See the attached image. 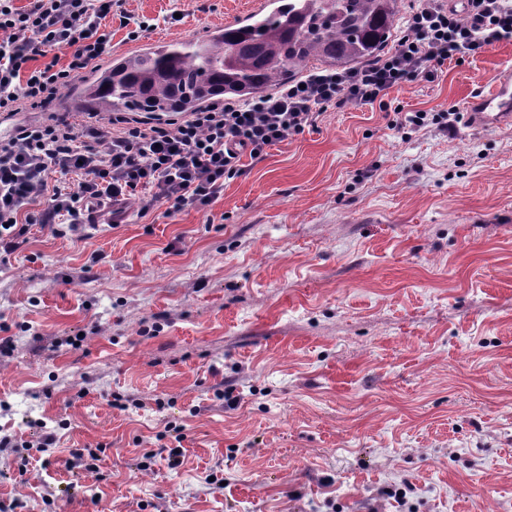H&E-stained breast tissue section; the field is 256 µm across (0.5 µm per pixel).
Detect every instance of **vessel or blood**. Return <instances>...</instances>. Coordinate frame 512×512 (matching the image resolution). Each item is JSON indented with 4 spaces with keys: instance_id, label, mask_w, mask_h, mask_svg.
Here are the masks:
<instances>
[{
    "instance_id": "b4317fda",
    "label": "vessel or blood",
    "mask_w": 512,
    "mask_h": 512,
    "mask_svg": "<svg viewBox=\"0 0 512 512\" xmlns=\"http://www.w3.org/2000/svg\"><path fill=\"white\" fill-rule=\"evenodd\" d=\"M472 127L501 128L512 124V67L499 69L488 91L470 97L464 104Z\"/></svg>"
}]
</instances>
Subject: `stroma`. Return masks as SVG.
Wrapping results in <instances>:
<instances>
[{
	"mask_svg": "<svg viewBox=\"0 0 512 512\" xmlns=\"http://www.w3.org/2000/svg\"><path fill=\"white\" fill-rule=\"evenodd\" d=\"M265 0H122L112 54ZM181 20L170 23L171 14ZM512 40L384 104L324 112L211 206L0 257V500L24 512H512V128L400 129L462 107ZM79 346H72V339ZM117 396L142 408L118 409ZM56 457L36 450L42 428ZM177 448L169 469L161 448ZM100 448L97 472L64 464ZM28 457L18 469L19 457Z\"/></svg>",
	"mask_w": 512,
	"mask_h": 512,
	"instance_id": "obj_1",
	"label": "stroma"
}]
</instances>
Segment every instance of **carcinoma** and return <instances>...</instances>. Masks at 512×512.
<instances>
[{
  "label": "carcinoma",
  "instance_id": "obj_1",
  "mask_svg": "<svg viewBox=\"0 0 512 512\" xmlns=\"http://www.w3.org/2000/svg\"><path fill=\"white\" fill-rule=\"evenodd\" d=\"M401 0H270V9L202 38L115 58L67 87L71 112L164 121L218 99L251 100L315 64L350 71L384 54Z\"/></svg>",
  "mask_w": 512,
  "mask_h": 512
}]
</instances>
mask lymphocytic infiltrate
I'll return each mask as SVG.
<instances>
[{"label": "lymphocytic infiltrate", "instance_id": "f902f5d3", "mask_svg": "<svg viewBox=\"0 0 512 512\" xmlns=\"http://www.w3.org/2000/svg\"><path fill=\"white\" fill-rule=\"evenodd\" d=\"M119 0H0V112L48 106L62 86L112 52L102 22ZM394 51L346 73L316 71L257 99L214 102L165 121L129 112L49 114L0 140V248L30 225L78 231L86 212L131 200L141 213L211 206L243 158L303 134L331 108L371 104L394 87L432 80L450 61L512 39V0H415Z\"/></svg>", "mask_w": 512, "mask_h": 512}]
</instances>
